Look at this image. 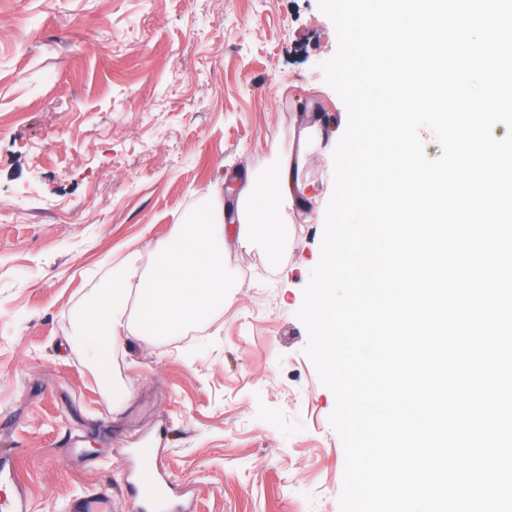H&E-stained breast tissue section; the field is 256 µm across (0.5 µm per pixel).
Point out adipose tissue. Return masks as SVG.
I'll list each match as a JSON object with an SVG mask.
<instances>
[{
  "label": "adipose tissue",
  "mask_w": 512,
  "mask_h": 512,
  "mask_svg": "<svg viewBox=\"0 0 512 512\" xmlns=\"http://www.w3.org/2000/svg\"><path fill=\"white\" fill-rule=\"evenodd\" d=\"M323 142L317 125H309L295 149L274 153L270 168L240 172L232 202L210 190L202 210L174 225L150 257L132 247L113 260L74 323L73 342L87 365L106 372L112 350L181 335L223 312L239 285L229 262L232 250L244 248L276 263L293 233L285 213L306 196V156Z\"/></svg>",
  "instance_id": "obj_1"
}]
</instances>
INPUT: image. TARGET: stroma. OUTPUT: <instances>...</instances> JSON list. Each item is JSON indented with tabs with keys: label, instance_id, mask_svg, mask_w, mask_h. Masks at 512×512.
I'll list each match as a JSON object with an SVG mask.
<instances>
[{
	"label": "stroma",
	"instance_id": "stroma-1",
	"mask_svg": "<svg viewBox=\"0 0 512 512\" xmlns=\"http://www.w3.org/2000/svg\"><path fill=\"white\" fill-rule=\"evenodd\" d=\"M337 50L318 0H0V453L32 512L93 493L141 512L136 447L194 512H340L335 396L298 318L321 255L333 160L308 155V196L276 264L234 251L242 288L193 334L112 354L132 397L112 413L68 340L104 258L150 256L210 188L347 109L321 65Z\"/></svg>",
	"mask_w": 512,
	"mask_h": 512
}]
</instances>
